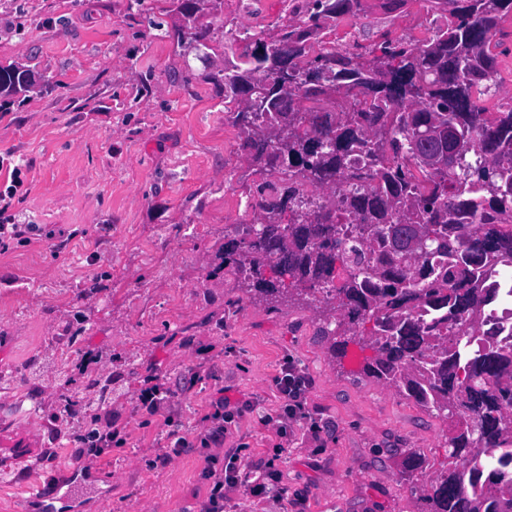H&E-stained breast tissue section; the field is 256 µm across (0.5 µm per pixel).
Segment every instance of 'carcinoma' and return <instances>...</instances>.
<instances>
[{"label": "carcinoma", "instance_id": "1", "mask_svg": "<svg viewBox=\"0 0 512 512\" xmlns=\"http://www.w3.org/2000/svg\"><path fill=\"white\" fill-rule=\"evenodd\" d=\"M444 19L431 36L384 39L369 61L324 40L363 0H283L307 20L267 37L245 29L244 52L224 68L226 112L241 151L289 177L269 198L258 191L244 238L224 243V264L247 292L316 304L331 349L362 352L360 373L396 387L426 411L459 415L448 467L421 491V512H512V346L494 340L487 315L512 298V96L488 112L499 23L512 0H425ZM210 25L193 21L194 48ZM32 69L0 68V95L35 87ZM337 112L300 103L325 88ZM452 125L461 133L452 173L427 162L424 137ZM363 173L364 191L341 200L300 196V179L325 187ZM423 246L407 260L389 233L412 227Z\"/></svg>", "mask_w": 512, "mask_h": 512}]
</instances>
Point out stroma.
<instances>
[{
	"label": "stroma",
	"instance_id": "stroma-1",
	"mask_svg": "<svg viewBox=\"0 0 512 512\" xmlns=\"http://www.w3.org/2000/svg\"><path fill=\"white\" fill-rule=\"evenodd\" d=\"M147 3L162 34L127 0H0V66L37 74L27 96L0 98V153L21 171L12 212L36 227L0 251V419L20 425L0 457L19 456L48 488L76 467L75 512H198L204 473L231 463L229 448L237 469L266 463V489L225 484L224 512H419L417 487L448 465L450 420L355 375L313 306L253 299L224 264V238L247 218L233 196L260 182L216 81L230 0L208 15L200 52L178 48L168 0ZM425 12L423 0H368L328 39L365 54ZM286 358L310 386L305 417L285 425ZM107 377L93 409L127 441L78 458L91 424L70 400ZM156 383L172 397L152 416L139 394ZM221 397L223 447L197 444ZM181 436L193 450L155 465ZM411 454L429 463L413 486L401 477Z\"/></svg>",
	"mask_w": 512,
	"mask_h": 512
}]
</instances>
